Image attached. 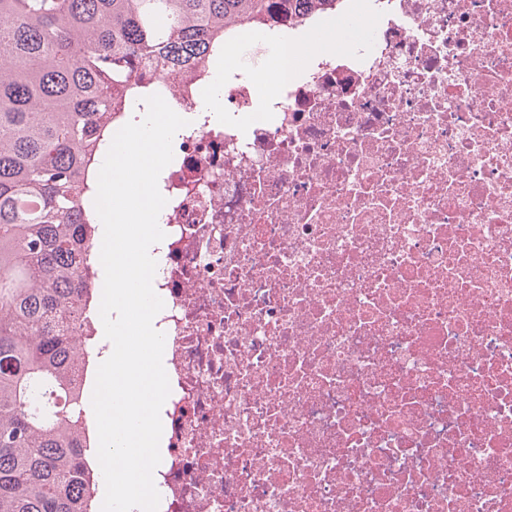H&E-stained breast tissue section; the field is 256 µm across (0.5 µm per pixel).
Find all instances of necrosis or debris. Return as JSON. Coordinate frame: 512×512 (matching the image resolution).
Listing matches in <instances>:
<instances>
[{"label": "necrosis or debris", "mask_w": 512, "mask_h": 512, "mask_svg": "<svg viewBox=\"0 0 512 512\" xmlns=\"http://www.w3.org/2000/svg\"><path fill=\"white\" fill-rule=\"evenodd\" d=\"M128 89L113 129L188 119L158 512H512V0H324ZM72 341L92 392L101 319Z\"/></svg>", "instance_id": "1"}]
</instances>
